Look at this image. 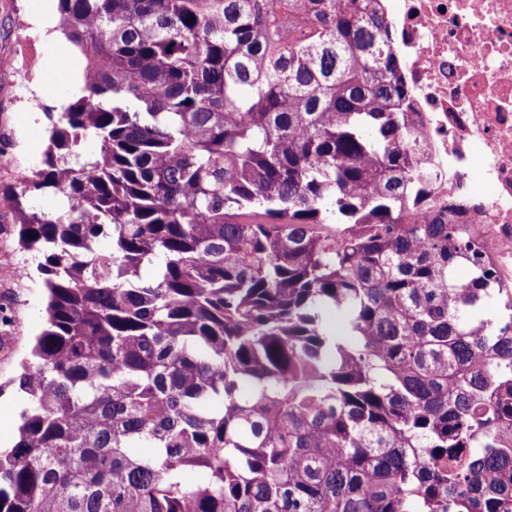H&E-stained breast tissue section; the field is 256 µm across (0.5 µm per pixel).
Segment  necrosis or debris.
<instances>
[{"label":"necrosis or debris","mask_w":512,"mask_h":512,"mask_svg":"<svg viewBox=\"0 0 512 512\" xmlns=\"http://www.w3.org/2000/svg\"><path fill=\"white\" fill-rule=\"evenodd\" d=\"M407 111L459 224H488L512 287V0H384Z\"/></svg>","instance_id":"4bbe7bcc"}]
</instances>
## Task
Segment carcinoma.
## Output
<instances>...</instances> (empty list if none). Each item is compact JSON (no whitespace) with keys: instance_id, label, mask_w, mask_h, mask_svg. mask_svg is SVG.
Here are the masks:
<instances>
[{"instance_id":"cac0c4a2","label":"carcinoma","mask_w":512,"mask_h":512,"mask_svg":"<svg viewBox=\"0 0 512 512\" xmlns=\"http://www.w3.org/2000/svg\"><path fill=\"white\" fill-rule=\"evenodd\" d=\"M54 30L83 88L10 196L47 304L0 512H512V288L488 227L411 218L380 0H57Z\"/></svg>"}]
</instances>
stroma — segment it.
I'll use <instances>...</instances> for the list:
<instances>
[{
	"label": "stroma",
	"instance_id": "35a3bbf8",
	"mask_svg": "<svg viewBox=\"0 0 512 512\" xmlns=\"http://www.w3.org/2000/svg\"><path fill=\"white\" fill-rule=\"evenodd\" d=\"M44 7L56 10L57 0H0V312L9 325L0 341V415L21 411L28 401L16 378L43 325L42 277L18 273L28 255L18 249V217L6 197L40 166L49 138L46 115L62 104L49 88L61 69L65 37L44 35L32 48L22 47Z\"/></svg>",
	"mask_w": 512,
	"mask_h": 512
}]
</instances>
